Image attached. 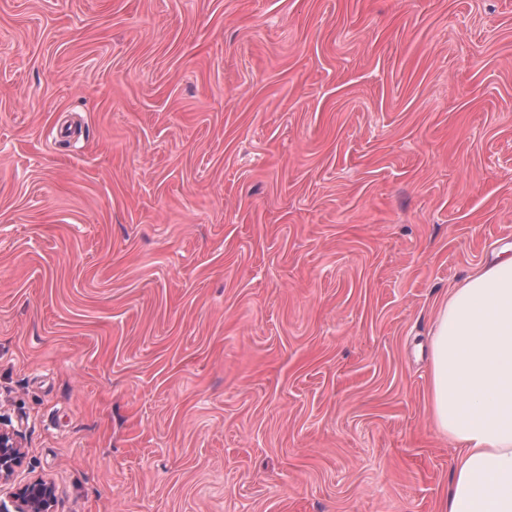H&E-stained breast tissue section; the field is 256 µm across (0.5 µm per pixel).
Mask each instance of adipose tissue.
<instances>
[{
	"label": "adipose tissue",
	"mask_w": 512,
	"mask_h": 512,
	"mask_svg": "<svg viewBox=\"0 0 512 512\" xmlns=\"http://www.w3.org/2000/svg\"><path fill=\"white\" fill-rule=\"evenodd\" d=\"M428 375L432 422L461 448L442 512H512V256L442 304Z\"/></svg>",
	"instance_id": "adipose-tissue-1"
}]
</instances>
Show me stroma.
<instances>
[{
    "instance_id": "1",
    "label": "stroma",
    "mask_w": 512,
    "mask_h": 512,
    "mask_svg": "<svg viewBox=\"0 0 512 512\" xmlns=\"http://www.w3.org/2000/svg\"><path fill=\"white\" fill-rule=\"evenodd\" d=\"M512 249V0H0V499L441 512V302ZM21 437L14 430L0 429V483L11 480L21 465L23 452ZM53 485L43 478L24 484L13 496L14 512H52Z\"/></svg>"
}]
</instances>
